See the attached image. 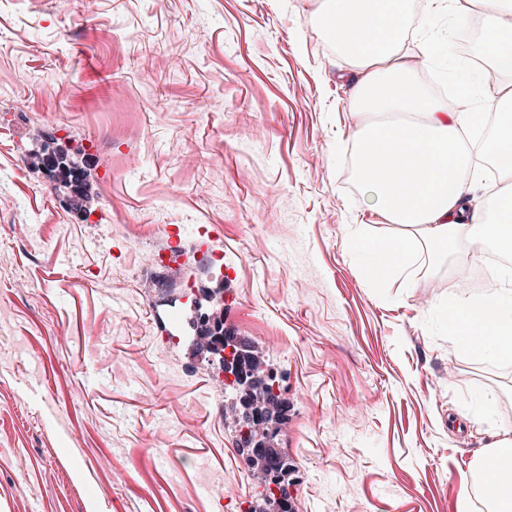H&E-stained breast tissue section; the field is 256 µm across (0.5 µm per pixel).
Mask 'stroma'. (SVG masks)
Instances as JSON below:
<instances>
[{
    "instance_id": "1",
    "label": "stroma",
    "mask_w": 512,
    "mask_h": 512,
    "mask_svg": "<svg viewBox=\"0 0 512 512\" xmlns=\"http://www.w3.org/2000/svg\"><path fill=\"white\" fill-rule=\"evenodd\" d=\"M317 0H0V512H227L259 488L216 365L183 339L185 286L222 279L224 327L263 348L296 512H459L460 474L512 429V363L456 348L457 256L364 274L348 74ZM429 73L468 89L457 17L420 8ZM60 147L104 196L76 210L26 161ZM186 234L157 274L125 249ZM224 254L216 274L208 257ZM484 409L485 419L471 414Z\"/></svg>"
}]
</instances>
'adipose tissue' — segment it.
<instances>
[{"mask_svg": "<svg viewBox=\"0 0 512 512\" xmlns=\"http://www.w3.org/2000/svg\"><path fill=\"white\" fill-rule=\"evenodd\" d=\"M481 45L499 78L491 109L512 101V0H475ZM411 0H321L319 23L355 80L350 109L368 116L355 134L356 176L369 201L373 223L395 224L399 235L369 238L360 225L350 235L366 256L365 273L378 285L388 277L409 276L416 247H431L429 261L442 263L452 239L467 237L469 249L460 265L479 259L482 246L497 242L512 251V119L496 125L480 150L496 168L501 189L494 213L478 210L467 199L470 185L484 170L475 164L461 135L474 120L467 102L451 108L433 97L418 73L430 59L426 41L407 49ZM446 319L457 346L483 338L480 353L512 362V278L449 306ZM496 480L484 485L482 476ZM482 494L491 512H512V430L503 431L460 479L461 503Z\"/></svg>", "mask_w": 512, "mask_h": 512, "instance_id": "adipose-tissue-1", "label": "adipose tissue"}]
</instances>
